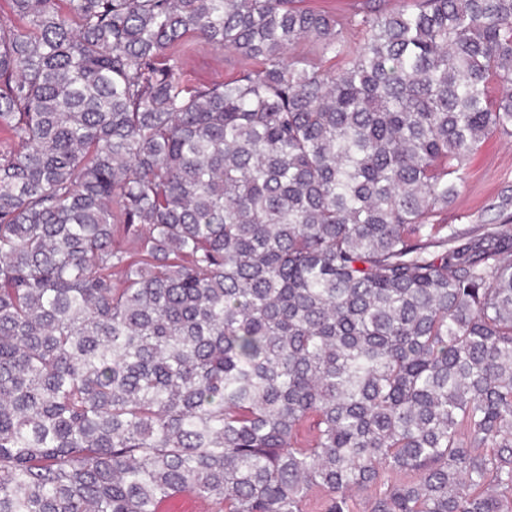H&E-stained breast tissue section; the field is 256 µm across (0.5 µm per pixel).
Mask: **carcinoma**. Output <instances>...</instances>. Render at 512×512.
<instances>
[{"label": "carcinoma", "mask_w": 512, "mask_h": 512, "mask_svg": "<svg viewBox=\"0 0 512 512\" xmlns=\"http://www.w3.org/2000/svg\"><path fill=\"white\" fill-rule=\"evenodd\" d=\"M11 2L0 512H512V227L430 222L512 137V0ZM362 2L363 0H297L295 5L300 9L336 16L353 13ZM237 57L224 53L204 43H198L195 51L184 58L185 78L190 84L202 85L233 78L241 69ZM193 496V495H191ZM188 494L177 495L162 500L158 506V512H204L209 510L202 500L191 497Z\"/></svg>", "instance_id": "cac0c4a2"}]
</instances>
